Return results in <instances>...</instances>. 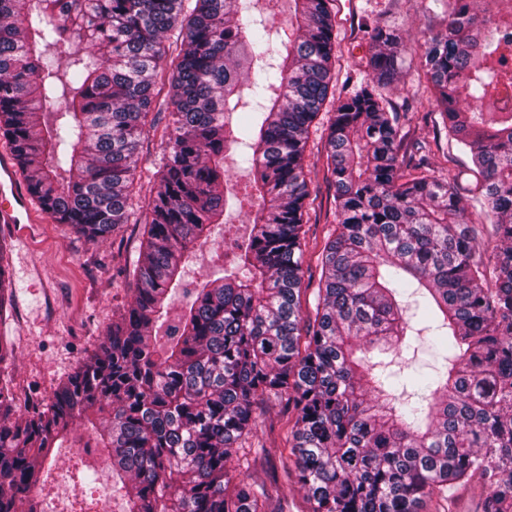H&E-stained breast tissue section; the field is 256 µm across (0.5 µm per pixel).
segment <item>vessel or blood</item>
Returning <instances> with one entry per match:
<instances>
[{
	"mask_svg": "<svg viewBox=\"0 0 512 512\" xmlns=\"http://www.w3.org/2000/svg\"><path fill=\"white\" fill-rule=\"evenodd\" d=\"M17 163L12 152L0 153V223L11 225L19 239L31 238L38 218L32 199L18 185Z\"/></svg>",
	"mask_w": 512,
	"mask_h": 512,
	"instance_id": "b4317fda",
	"label": "vessel or blood"
}]
</instances>
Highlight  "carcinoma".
I'll use <instances>...</instances> for the list:
<instances>
[{"instance_id": "obj_1", "label": "carcinoma", "mask_w": 512, "mask_h": 512, "mask_svg": "<svg viewBox=\"0 0 512 512\" xmlns=\"http://www.w3.org/2000/svg\"><path fill=\"white\" fill-rule=\"evenodd\" d=\"M278 2L0 0V137L51 218L101 240L129 223L148 117H171L120 321L24 416L0 380V512H42V470L77 420L73 444L128 476L125 512H269L278 482L238 481L232 462L270 399L291 415L284 479L307 512H421L475 477L481 512H512V69L496 36L512 18L448 0L419 45L443 129L480 176L470 199L428 155L405 163L381 93L405 45L370 28L372 80L328 128L336 229L304 309L303 161L330 93L334 0H292L286 30ZM237 144L253 174L242 196L226 167ZM245 201L248 242L187 287L212 226ZM423 330L443 351L434 376L373 360Z\"/></svg>"}]
</instances>
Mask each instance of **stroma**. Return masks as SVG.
<instances>
[{
	"label": "stroma",
	"instance_id": "35a3bbf8",
	"mask_svg": "<svg viewBox=\"0 0 512 512\" xmlns=\"http://www.w3.org/2000/svg\"><path fill=\"white\" fill-rule=\"evenodd\" d=\"M443 0H335L334 28L337 41L333 63V93L343 99L370 78L371 55L366 30L380 24L398 29L408 49L398 81L387 91L393 111L400 115L406 133L405 156H412L417 143H426L432 162L449 166L459 174L462 193L473 195L480 182L468 153L456 141L445 138L431 119L434 106L424 93L426 76L414 48L443 20ZM331 107H324L310 128L304 166L311 196L304 215V268L319 275L317 258L334 221L333 188L326 177V135ZM168 115L148 130L139 157L132 195V215L107 240H94L75 233L69 225L45 218L39 238L27 244L14 238L11 225L0 224V259L11 266L13 298L0 315V340L13 349L0 364L8 374L18 409L48 400L58 385L104 339L108 327L130 300L131 279L117 270L134 264L140 251L143 227L139 222L152 191V174L164 148L162 131ZM224 237L205 247L190 272L200 282L212 276L214 260L224 252L225 240L246 238L250 225L245 214L227 216ZM287 426L278 404L261 411L255 438L264 443L266 454L248 453V474L257 482L281 478L291 464L287 450ZM87 471L74 448L55 451V464L40 487L49 512H75L79 494L111 491L106 512H125L120 483L106 464H99L91 485H84Z\"/></svg>",
	"mask_w": 512,
	"mask_h": 512
}]
</instances>
